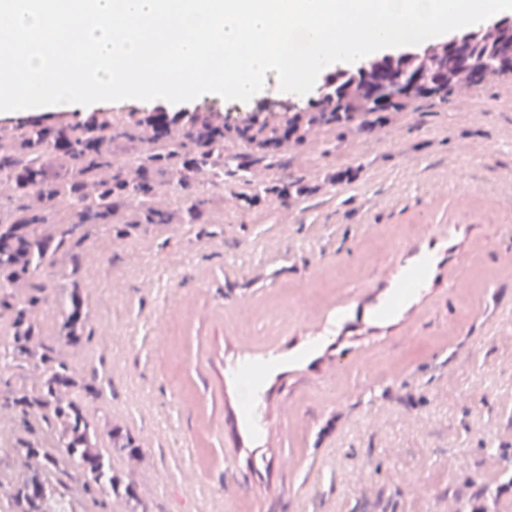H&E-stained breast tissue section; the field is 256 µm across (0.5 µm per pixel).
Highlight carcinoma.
<instances>
[{"instance_id": "carcinoma-1", "label": "carcinoma", "mask_w": 512, "mask_h": 512, "mask_svg": "<svg viewBox=\"0 0 512 512\" xmlns=\"http://www.w3.org/2000/svg\"><path fill=\"white\" fill-rule=\"evenodd\" d=\"M504 74H512V19L419 54L376 58L353 72H340L307 109L288 107L294 116L286 132L266 133L252 126L181 127L166 112H133L118 125L91 118L65 127L29 126L12 144L0 145V182L11 187L7 204L0 203V318L7 326L0 338V376L17 369L42 373L36 390L18 389L8 378L0 389V415L23 429L8 452L25 467L0 500V512H74L76 496L121 499L128 512H137L133 481L112 465L110 450L132 459L139 457L140 446L108 417L90 420L87 402L100 395L97 375L75 372L60 355L62 348L88 340L77 279L91 229L127 238L172 223L171 213L156 205L158 175H167L169 183L182 189L199 172L209 173L216 186L224 184V135L230 131L262 149L237 165L250 175L259 166L275 165L283 140L301 143L323 126L375 128L386 122L388 112L436 95L445 99L462 85ZM114 144L124 145L135 161H112ZM291 188L306 192L302 181L293 179L286 185H265L245 201L261 194L282 196ZM130 197L137 200V220L123 223L117 219L119 208ZM63 202L72 216L62 217L53 233H45L48 216ZM208 203L207 198L185 196L181 211L187 223ZM60 255L69 257L63 276L72 289L64 298L59 336L47 338L39 319L48 307L46 279Z\"/></svg>"}]
</instances>
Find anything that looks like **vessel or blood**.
<instances>
[{
  "instance_id": "b4317fda",
  "label": "vessel or blood",
  "mask_w": 512,
  "mask_h": 512,
  "mask_svg": "<svg viewBox=\"0 0 512 512\" xmlns=\"http://www.w3.org/2000/svg\"><path fill=\"white\" fill-rule=\"evenodd\" d=\"M446 200L439 217L417 220L396 242L384 273L329 306L306 313L290 336L259 339L240 329L254 300L280 284L276 272L259 282L250 298L224 303V445L229 459L251 449L254 471L267 468L268 448L287 428L295 407L282 403V376L317 382L342 379L351 337L410 336L436 298L460 287L475 272L485 243L483 226L496 208L469 189L440 187Z\"/></svg>"
}]
</instances>
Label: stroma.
<instances>
[{"mask_svg": "<svg viewBox=\"0 0 512 512\" xmlns=\"http://www.w3.org/2000/svg\"><path fill=\"white\" fill-rule=\"evenodd\" d=\"M508 90L512 75L473 87L464 104L452 95L390 113L371 136L346 126L282 143L269 178L321 186L293 223L282 221L287 199L240 202L254 187L236 169L247 147L229 136L223 185L189 189L213 199L206 223L112 241L92 230L81 281L91 338L69 359L75 370L98 372L90 417L109 416L150 455L149 466H130L147 512H448L452 502L512 512V495L495 492L512 471V288L496 299L478 283L450 289L416 336L369 343L336 384L286 380L279 396L298 403V416L269 449L263 474L242 454L233 499L224 493V325L195 314L223 307L226 276L278 268L279 305L258 303L245 321L262 338L379 277L410 218L432 212L448 171L512 206V107L499 103ZM140 109L177 106L130 99L16 118L54 127L101 111L117 124ZM342 166L359 176L338 191L324 177ZM484 232L478 263L495 275L498 251L512 247V217ZM100 252L106 264L96 263ZM188 468L203 492L185 486ZM260 478L277 487L263 504L246 492Z\"/></svg>", "mask_w": 512, "mask_h": 512, "instance_id": "obj_1", "label": "stroma"}]
</instances>
